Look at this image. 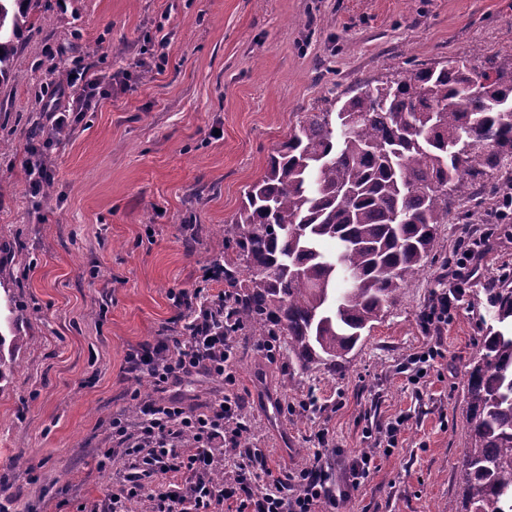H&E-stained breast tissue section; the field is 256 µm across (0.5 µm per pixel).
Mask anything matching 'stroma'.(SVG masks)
I'll return each instance as SVG.
<instances>
[{
  "mask_svg": "<svg viewBox=\"0 0 512 512\" xmlns=\"http://www.w3.org/2000/svg\"><path fill=\"white\" fill-rule=\"evenodd\" d=\"M480 50L512 52V0H41L0 84V244L13 312L0 335L22 336L0 382V483L16 512H81L113 489L98 466L106 423L149 376L126 379L128 350L176 310L173 292L204 285L212 230L230 222L245 188L298 113L395 69L442 66ZM81 65L109 90L68 115L56 136L52 197L32 194L28 147L47 123L61 71ZM497 207L442 225L432 263L337 367L300 372L284 353L256 363L251 336L233 368L253 422L252 447L282 465L315 461L328 432L331 477L372 447L367 431L406 422L397 448L344 500L343 512H448L467 443L465 372L495 322L488 291L512 282V224L498 225L447 326L423 313L448 288L446 259L479 239ZM440 346L426 384L402 368ZM314 393L316 413L275 414Z\"/></svg>",
  "mask_w": 512,
  "mask_h": 512,
  "instance_id": "obj_1",
  "label": "stroma"
}]
</instances>
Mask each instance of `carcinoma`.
<instances>
[{
  "mask_svg": "<svg viewBox=\"0 0 512 512\" xmlns=\"http://www.w3.org/2000/svg\"><path fill=\"white\" fill-rule=\"evenodd\" d=\"M38 0H0V84ZM512 194V57L473 55L359 85L303 112L220 228L226 335L285 337L302 371L336 366L434 257L441 225ZM497 323L512 288H494ZM459 505L512 512V333L489 327L467 372Z\"/></svg>",
  "mask_w": 512,
  "mask_h": 512,
  "instance_id": "1",
  "label": "carcinoma"
}]
</instances>
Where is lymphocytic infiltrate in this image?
Returning a JSON list of instances; mask_svg holds the SVG:
<instances>
[{"mask_svg":"<svg viewBox=\"0 0 512 512\" xmlns=\"http://www.w3.org/2000/svg\"><path fill=\"white\" fill-rule=\"evenodd\" d=\"M486 245L481 239L458 248L448 291L425 311L427 324H447ZM236 297L231 288L173 293L179 313L171 325L126 354L125 377L150 376L155 394L132 393L137 417L116 413L108 422L112 445L102 451L98 465L119 460L123 467L117 489L97 504V512H128L132 501L145 496L151 512H330L335 507L336 486L322 463L291 470L243 440L251 421L237 391L234 344L212 320L213 311L232 307ZM197 375L222 383L201 410L171 395ZM228 456L233 466L222 482H215L213 472ZM149 479L160 482V493L147 495Z\"/></svg>","mask_w":512,"mask_h":512,"instance_id":"1","label":"lymphocytic infiltrate"}]
</instances>
